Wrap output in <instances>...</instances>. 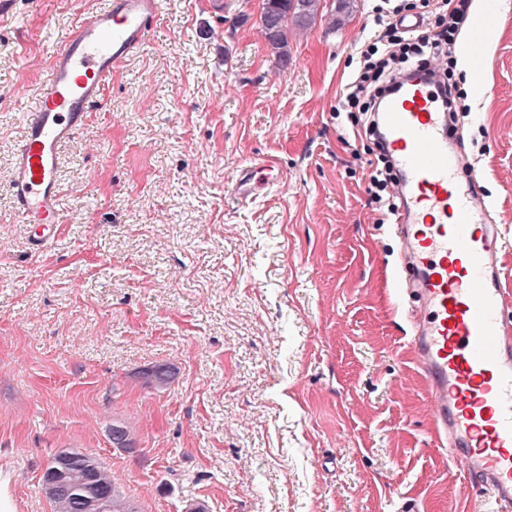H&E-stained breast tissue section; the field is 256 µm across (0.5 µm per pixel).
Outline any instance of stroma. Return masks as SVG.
Returning a JSON list of instances; mask_svg holds the SVG:
<instances>
[{
    "mask_svg": "<svg viewBox=\"0 0 512 512\" xmlns=\"http://www.w3.org/2000/svg\"><path fill=\"white\" fill-rule=\"evenodd\" d=\"M109 0H0V512H53L59 450L139 512H491L430 434L393 264L367 191L372 140L336 102L376 34L325 0L267 45L262 0H161L62 152V222L26 246L9 182L53 50ZM457 37L482 79L462 129L512 241V0ZM274 160L250 200L241 170ZM172 365L162 389L140 372ZM135 445L113 447L114 420Z\"/></svg>",
    "mask_w": 512,
    "mask_h": 512,
    "instance_id": "35a3bbf8",
    "label": "stroma"
}]
</instances>
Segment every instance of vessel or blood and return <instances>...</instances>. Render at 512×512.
<instances>
[{"mask_svg":"<svg viewBox=\"0 0 512 512\" xmlns=\"http://www.w3.org/2000/svg\"><path fill=\"white\" fill-rule=\"evenodd\" d=\"M158 15V0H110L52 54L23 115L10 182L18 220L38 225L40 242L61 222L63 146L101 103L113 70L144 48ZM379 122L400 174L390 230L432 434L460 465L466 492L512 512V282L496 211L431 80L406 79Z\"/></svg>","mask_w":512,"mask_h":512,"instance_id":"obj_1","label":"vessel or blood"}]
</instances>
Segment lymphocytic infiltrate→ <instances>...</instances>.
I'll return each mask as SVG.
<instances>
[{
    "label": "lymphocytic infiltrate",
    "instance_id": "lymphocytic-infiltrate-1",
    "mask_svg": "<svg viewBox=\"0 0 512 512\" xmlns=\"http://www.w3.org/2000/svg\"><path fill=\"white\" fill-rule=\"evenodd\" d=\"M430 5L431 0H399L393 7L376 9L381 29L375 42L361 51L360 65L337 106L353 124L362 125L370 137L378 135L375 114L384 95L395 92L396 80L403 73H432L443 104L453 108L459 105L461 92L454 69L442 70L433 62L450 56V47L467 21L469 0H446L444 10L435 13L430 12ZM411 13L424 16L422 33L412 34L397 24V17ZM370 166L371 198L383 220H390L395 211L397 175L385 152H378Z\"/></svg>",
    "mask_w": 512,
    "mask_h": 512
}]
</instances>
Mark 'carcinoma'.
I'll return each instance as SVG.
<instances>
[{
	"mask_svg": "<svg viewBox=\"0 0 512 512\" xmlns=\"http://www.w3.org/2000/svg\"><path fill=\"white\" fill-rule=\"evenodd\" d=\"M320 8L321 0H262L261 26L271 52L281 62L286 64L289 59L288 30L310 28ZM141 378L146 386L161 389L172 381L173 371L166 364H157L143 370ZM111 439L115 448H131L134 444L132 430L121 422L112 423ZM43 490L54 512H86L90 496L100 502L101 512H138L108 470L82 453L66 458L58 471H45Z\"/></svg>",
	"mask_w": 512,
	"mask_h": 512,
	"instance_id": "carcinoma-1",
	"label": "carcinoma"
}]
</instances>
